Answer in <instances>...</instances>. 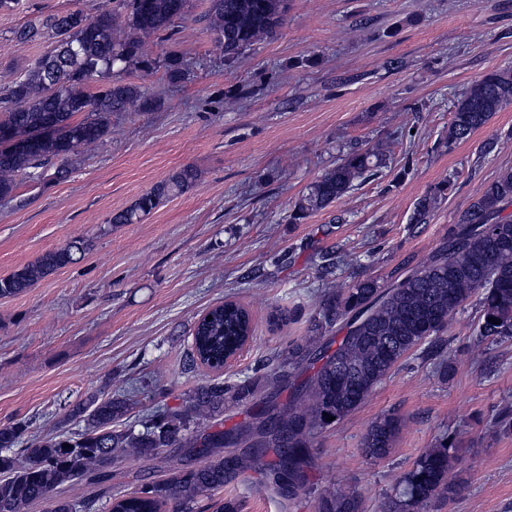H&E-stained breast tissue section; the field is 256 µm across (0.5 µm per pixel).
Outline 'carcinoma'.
Instances as JSON below:
<instances>
[{"label": "carcinoma", "mask_w": 512, "mask_h": 512, "mask_svg": "<svg viewBox=\"0 0 512 512\" xmlns=\"http://www.w3.org/2000/svg\"><path fill=\"white\" fill-rule=\"evenodd\" d=\"M189 0H112V7L90 17L83 10L41 15L12 32L19 42L43 41L50 50L24 74L0 85V127L35 139L26 150L0 147V199H10L20 172L54 169L63 181L76 157L95 147L112 131V113L149 112L157 105L140 85L126 81L133 70L149 72L156 60L145 50L146 38L169 39L184 17ZM287 0H209L207 16L214 44L224 58L238 57L250 46L274 35L283 25ZM169 83L188 75L189 63L172 50L162 62ZM512 105V69L486 72L453 101L448 146L467 140L492 116ZM390 144L379 140L366 149H350L336 166L312 182L295 202L288 220L297 222L323 210L377 175L385 166ZM197 178L185 166L142 194L130 207L112 215V224H136L162 200L186 192ZM450 174L420 198L411 216L425 224L438 199L453 185ZM512 169H504L483 192L457 214L437 250L387 286L370 279L332 288L310 318L309 336L288 346L277 366L263 376L264 385L247 379L233 385L217 376L183 396L176 407L146 412L140 429L112 428L129 411L123 395L78 403L68 418L83 422L75 432H61L18 447L24 426L0 428V512H27L39 500L51 512H94L95 501L59 496V489L83 477L108 480L112 462L125 456H156L163 448H185L208 461L180 468L164 482L146 484L127 494L109 495L110 512H201L200 499L224 489V483L268 455L276 491L292 501L310 490L309 471L316 435L355 412L412 349L423 344L442 349L448 317L474 296L479 297L478 334L491 340L512 338ZM77 238L48 251L0 278V297H14L75 262L84 250ZM212 320H207V317ZM499 323L492 324L488 319ZM345 334L331 336L336 325ZM252 335L251 316L228 300L195 322L190 362L213 371L224 368ZM299 378L288 400L284 384ZM261 405L249 420L229 430L203 433L205 422L224 413L230 399ZM334 420H326V416ZM401 429V419L383 415L362 439L364 454L386 458ZM247 445L226 458L220 448ZM455 456L442 439L427 448L413 467L398 477L384 512H426L437 498L456 496L450 476ZM315 512H360L358 496L346 489L318 496Z\"/></svg>", "instance_id": "carcinoma-1"}]
</instances>
